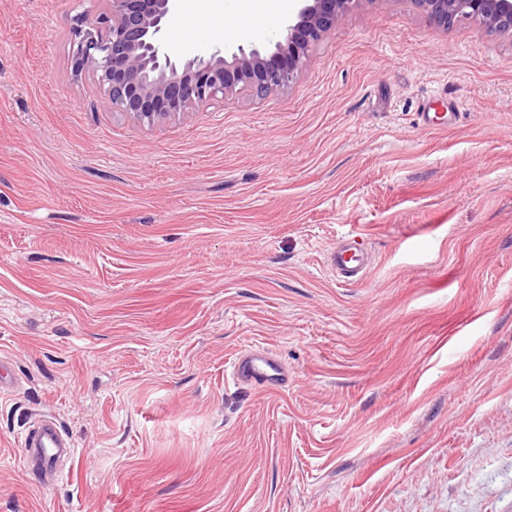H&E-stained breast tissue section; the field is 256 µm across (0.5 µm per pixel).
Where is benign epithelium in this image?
Returning a JSON list of instances; mask_svg holds the SVG:
<instances>
[{"mask_svg": "<svg viewBox=\"0 0 512 512\" xmlns=\"http://www.w3.org/2000/svg\"><path fill=\"white\" fill-rule=\"evenodd\" d=\"M98 24L75 16L71 63L77 76L97 79L112 107L141 123L186 116L247 87L257 93L290 86L308 52L335 27L354 0H297L299 8L283 24L282 39L271 51L240 47L227 56L184 61L164 50L162 30L173 0H107ZM435 24L448 27L471 20L488 32H512V0H416Z\"/></svg>", "mask_w": 512, "mask_h": 512, "instance_id": "obj_1", "label": "benign epithelium"}]
</instances>
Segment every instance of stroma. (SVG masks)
I'll list each match as a JSON object with an SVG mask.
<instances>
[{
    "label": "stroma",
    "mask_w": 512,
    "mask_h": 512,
    "mask_svg": "<svg viewBox=\"0 0 512 512\" xmlns=\"http://www.w3.org/2000/svg\"><path fill=\"white\" fill-rule=\"evenodd\" d=\"M107 10L0 0V512H512V36L354 0L288 88L149 126L72 71ZM221 24L164 47L282 34ZM251 345L287 391L227 379ZM38 413L75 444L50 489ZM327 263L342 281L353 283L366 274L371 266V257L363 237L349 233L328 251Z\"/></svg>",
    "instance_id": "35a3bbf8"
}]
</instances>
